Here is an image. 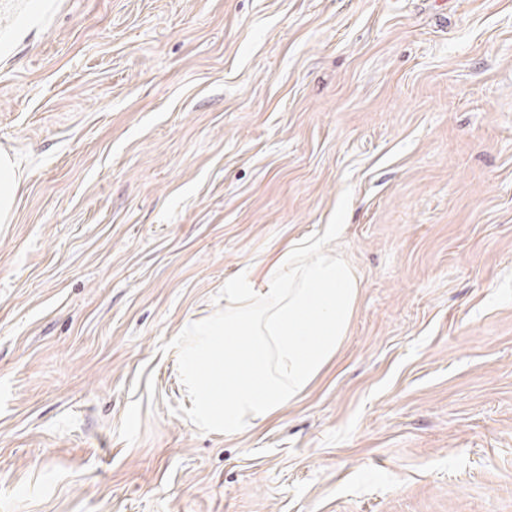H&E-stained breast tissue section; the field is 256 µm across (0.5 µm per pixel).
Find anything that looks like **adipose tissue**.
I'll return each mask as SVG.
<instances>
[{"mask_svg":"<svg viewBox=\"0 0 512 512\" xmlns=\"http://www.w3.org/2000/svg\"><path fill=\"white\" fill-rule=\"evenodd\" d=\"M359 288L317 242L226 281L223 313L196 322L182 347L198 420L232 436L295 401L337 354Z\"/></svg>","mask_w":512,"mask_h":512,"instance_id":"adipose-tissue-1","label":"adipose tissue"}]
</instances>
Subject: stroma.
Segmentation results:
<instances>
[{
	"mask_svg": "<svg viewBox=\"0 0 512 512\" xmlns=\"http://www.w3.org/2000/svg\"><path fill=\"white\" fill-rule=\"evenodd\" d=\"M0 512H512V0H0ZM357 270L299 399L182 373L225 281ZM15 165L5 154H0V223L11 222L17 188Z\"/></svg>",
	"mask_w": 512,
	"mask_h": 512,
	"instance_id": "stroma-1",
	"label": "stroma"
}]
</instances>
